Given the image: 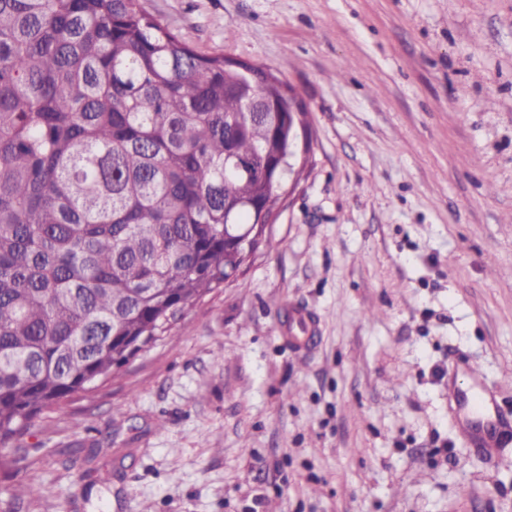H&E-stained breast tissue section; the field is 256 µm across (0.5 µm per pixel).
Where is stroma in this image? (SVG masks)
Listing matches in <instances>:
<instances>
[{"instance_id": "obj_1", "label": "stroma", "mask_w": 512, "mask_h": 512, "mask_svg": "<svg viewBox=\"0 0 512 512\" xmlns=\"http://www.w3.org/2000/svg\"><path fill=\"white\" fill-rule=\"evenodd\" d=\"M140 3L287 83L310 150L235 281L0 455V512H512L453 373L512 419V0ZM315 329V318L307 310L298 307L288 309V327L285 334L293 345L303 347L313 336Z\"/></svg>"}]
</instances>
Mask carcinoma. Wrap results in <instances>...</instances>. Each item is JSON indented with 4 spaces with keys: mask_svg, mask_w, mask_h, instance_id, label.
Segmentation results:
<instances>
[{
    "mask_svg": "<svg viewBox=\"0 0 512 512\" xmlns=\"http://www.w3.org/2000/svg\"><path fill=\"white\" fill-rule=\"evenodd\" d=\"M298 149L288 86L139 0H0V450L224 287Z\"/></svg>",
    "mask_w": 512,
    "mask_h": 512,
    "instance_id": "cac0c4a2",
    "label": "carcinoma"
}]
</instances>
